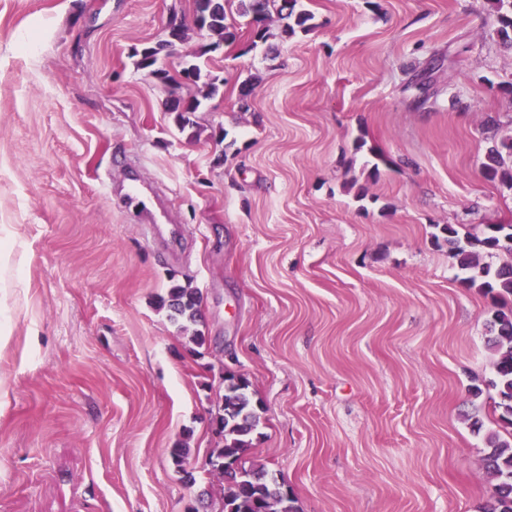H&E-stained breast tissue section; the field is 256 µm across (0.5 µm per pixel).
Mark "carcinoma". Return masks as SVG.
I'll use <instances>...</instances> for the list:
<instances>
[{"label":"carcinoma","mask_w":512,"mask_h":512,"mask_svg":"<svg viewBox=\"0 0 512 512\" xmlns=\"http://www.w3.org/2000/svg\"><path fill=\"white\" fill-rule=\"evenodd\" d=\"M207 7L201 10L202 24L206 34L215 38L212 43L200 48L184 60L181 73L191 79L193 86L203 85L205 92L198 96L187 93V97L168 103V111L174 112L184 124L190 122L189 115L198 111L202 101L219 93L218 78L205 69L203 57L224 44L235 42L239 28L227 22L226 5L231 0H196ZM240 16L247 18L246 27L252 36V45L267 41L274 18L286 19L284 33L294 36L307 33L313 25V16L298 8V0H238ZM496 13L499 36L512 42V0H492ZM168 41L161 37L156 42L137 49V68L166 83L173 80L169 72L157 67L162 54L166 53ZM483 173L490 181H498L512 188V136L500 139L488 148ZM436 241L448 245V253L458 267L469 273L465 282L476 287L491 298L495 310L489 322L488 347L493 356L494 377L487 387L495 391L493 413L498 415L500 427L506 433L494 432L487 436L484 456L487 473L493 482L490 512H512V262L493 268L479 263L481 247L488 251H504L512 254V225L494 224L487 227L483 238L471 240L459 236L452 224L436 225ZM201 297L190 285L173 284L166 296L160 299V307L168 313L169 320L186 332L199 322ZM220 413L214 419L217 433L223 437L222 446L214 449L210 458L209 473L219 475L227 487L224 491L223 512H298L294 500L276 479L268 477L261 464L245 466L243 457L252 444V434L260 423L258 403L253 400L247 378L231 371H224V395L221 397ZM188 441L184 440L171 449V460L179 473L190 481L195 477L186 468L190 454ZM234 463L245 474L240 480L224 470V463Z\"/></svg>","instance_id":"carcinoma-1"}]
</instances>
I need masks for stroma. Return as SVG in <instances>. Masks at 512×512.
<instances>
[{"instance_id": "stroma-1", "label": "stroma", "mask_w": 512, "mask_h": 512, "mask_svg": "<svg viewBox=\"0 0 512 512\" xmlns=\"http://www.w3.org/2000/svg\"><path fill=\"white\" fill-rule=\"evenodd\" d=\"M301 5L314 30L210 53L182 127L133 51L174 13L206 44L194 0H0V512H220L224 364L299 512H483L493 303L434 234L512 224L482 173L512 48L491 0ZM175 281L204 356L156 306Z\"/></svg>"}]
</instances>
